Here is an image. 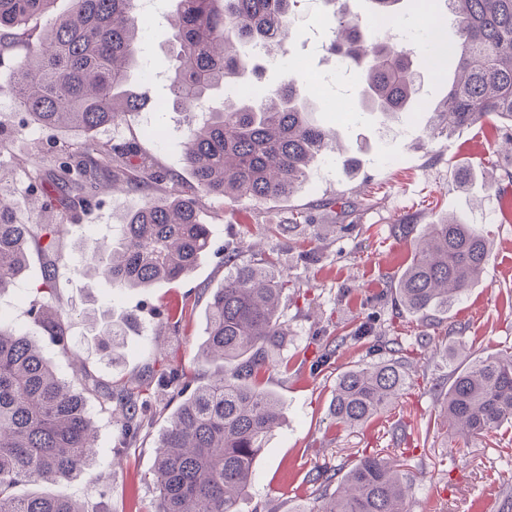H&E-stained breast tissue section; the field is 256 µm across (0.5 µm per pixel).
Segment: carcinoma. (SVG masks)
Returning <instances> with one entry per match:
<instances>
[{
	"label": "carcinoma",
	"mask_w": 512,
	"mask_h": 512,
	"mask_svg": "<svg viewBox=\"0 0 512 512\" xmlns=\"http://www.w3.org/2000/svg\"><path fill=\"white\" fill-rule=\"evenodd\" d=\"M57 14V0H0V56L13 54L11 85L15 106L24 114L17 130L28 127L82 133L67 143L54 168H34L41 183L42 209L86 210L107 186L129 191L165 188L131 211L108 246L95 245L84 269L95 271L117 289L147 288L188 275L211 245L202 219L205 201L283 199L293 196L317 158L347 160L327 128L310 119L307 88L297 78L259 95L224 96L239 75L257 73L254 51L277 58L285 46L298 0H175L168 18L174 30L173 65L168 78L173 105L201 112L183 136V164L192 176L182 187L177 174L155 166L137 143L95 140L143 109L145 96L128 89L131 70L142 53L149 15L137 0H70ZM390 30L401 28L398 0H374ZM455 41L447 54L461 79L434 108L430 137L489 117L512 126V0H447ZM47 18L34 33L28 21ZM330 50L357 69L365 84L369 112L386 116L404 111L418 93L412 49L373 35L370 27L344 13L336 18ZM61 223L17 220L10 202L0 199V295L25 277L27 244L52 247ZM491 243L477 229L449 218L427 224L395 295L406 311L427 318L463 299L479 282ZM224 284L208 300L202 355L232 366L189 390L175 369L167 388L179 400L156 447L153 512H243L253 467L280 424L279 399L258 380L262 355L280 344L278 312L288 279L274 261L256 263L239 250L224 254ZM55 273L43 279L29 300V314L44 335L32 336L0 317V512H85L70 498L49 494L17 497L22 483L57 484L98 465L97 431L88 405L120 414L115 447L124 448L153 414L151 397L139 386L117 390L92 377L76 387L45 355V345L67 353L71 337L65 312L46 309ZM99 349L115 359L122 326L100 332ZM396 339L379 345L378 359L336 378L330 416L356 428L392 406L409 384ZM441 419L468 439L512 423V354L487 355L465 362L448 387ZM410 480L396 461L378 453L358 459L339 486L322 495L321 505L297 512H407Z\"/></svg>",
	"instance_id": "cac0c4a2"
}]
</instances>
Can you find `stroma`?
I'll use <instances>...</instances> for the list:
<instances>
[{
  "mask_svg": "<svg viewBox=\"0 0 512 512\" xmlns=\"http://www.w3.org/2000/svg\"><path fill=\"white\" fill-rule=\"evenodd\" d=\"M168 0H156L154 18L145 34L146 70L132 71L131 86L145 93L148 106L133 113L115 134L136 138L159 165L181 178L182 137L188 113L169 108L154 111L153 101L169 96L171 32L162 14ZM348 12L372 23L371 0H300L296 38L285 45V66L265 69L260 82L274 86L290 77L310 82L323 78L311 93L313 117L330 128L348 167L328 170L318 165L289 201L241 199L210 201L205 220L212 232L210 248L193 271L181 279L148 288L116 290L78 269L95 243L110 241L113 230L144 200L141 191L104 189L97 206L69 217L58 249L29 246L24 289L0 296V312L26 330L31 288L41 284L47 269L56 273V293L47 305L68 313L65 323L74 341V356L55 349L48 357L63 375L74 365L115 384L137 375L181 368L198 385L222 371L218 359L201 355L205 341V309L210 293L224 281V254L273 257L290 280L280 307L284 336L260 374L263 389L282 404V420L259 455L246 492L243 512H295L316 503L320 470L345 473L356 459L373 452L400 459L414 483L409 512H512V426L503 425L466 441L445 434L438 414L453 374L463 365L459 345L474 356L512 351V210L498 194L512 155H504L512 129L473 125L453 134L430 138L424 131L431 114L421 101L437 104L454 77L453 65L414 58L418 72V102L396 118L359 116L361 85L341 69L335 56L315 48V36L331 38L337 13ZM13 63L0 59V197L10 200L19 220L40 218L39 187L28 178L35 160L56 152L57 132L32 129L14 136L21 119L11 108ZM339 198L348 210L344 229H336L335 214L325 200ZM325 225L322 238L302 231L272 233L271 225L292 223L295 215ZM487 233L491 257L487 269L466 297L446 313L430 319L408 315L395 299L394 285L412 258L423 228L448 216ZM409 225V234L399 225ZM134 314L138 324L124 336L115 360L102 358L98 326ZM367 323L398 339L410 364L408 388L384 414L356 429L337 425L329 407L337 376L370 360L372 337L341 341L352 326ZM175 407L165 387L153 400L154 418L122 457H115L117 428L107 414L95 413L100 456L94 478L77 477L50 486V493L77 500L86 512H98V481L112 484V512H151L154 500L155 447L160 431Z\"/></svg>",
  "mask_w": 512,
  "mask_h": 512,
  "instance_id": "obj_1",
  "label": "stroma"
}]
</instances>
